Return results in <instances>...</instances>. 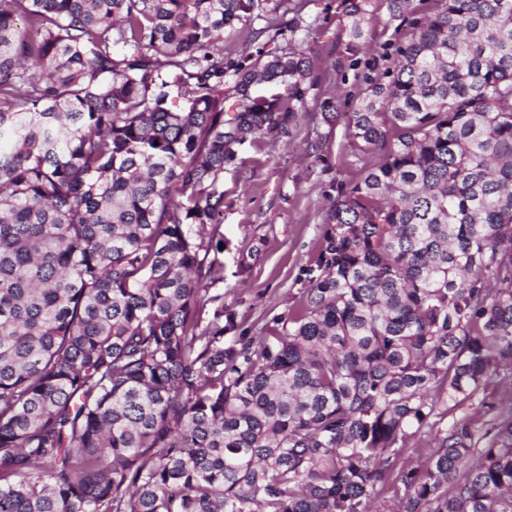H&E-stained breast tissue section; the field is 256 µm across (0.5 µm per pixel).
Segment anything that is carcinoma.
Wrapping results in <instances>:
<instances>
[{"label":"carcinoma","mask_w":512,"mask_h":512,"mask_svg":"<svg viewBox=\"0 0 512 512\" xmlns=\"http://www.w3.org/2000/svg\"><path fill=\"white\" fill-rule=\"evenodd\" d=\"M282 0H0V512H512V0H385L298 306L235 334L224 172L314 89ZM373 0H343L349 48ZM266 20L281 52L235 59ZM468 409L462 416L455 411ZM430 438L416 462L411 440ZM264 26V22H255L253 25L239 24L234 30L224 31V56L238 57L245 52H255L257 47L266 44V50L279 51L288 48V33L283 39L278 37L276 41H269L267 33L257 37L256 32ZM512 385V378L509 375L497 378L495 386L492 385L487 391V402L494 404L496 413L498 415H507L510 410L512 412V399L509 396H502V387Z\"/></svg>","instance_id":"cac0c4a2"}]
</instances>
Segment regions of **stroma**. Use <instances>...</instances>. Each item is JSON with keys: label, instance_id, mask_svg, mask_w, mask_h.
Masks as SVG:
<instances>
[{"label": "stroma", "instance_id": "35a3bbf8", "mask_svg": "<svg viewBox=\"0 0 512 512\" xmlns=\"http://www.w3.org/2000/svg\"><path fill=\"white\" fill-rule=\"evenodd\" d=\"M318 29L309 41L317 85L292 137L263 139L246 148L236 168L224 174V280L219 289L239 331L260 335L274 316L298 306L328 230L326 196L333 177L359 178L362 164L351 136L349 115L367 79L389 66L382 45L397 41L385 23L384 0H373L363 50H347L341 0H303ZM286 39L269 40L256 26L238 25L224 34V53L237 57L263 46L277 51ZM339 97L334 117L320 108Z\"/></svg>", "mask_w": 512, "mask_h": 512}]
</instances>
